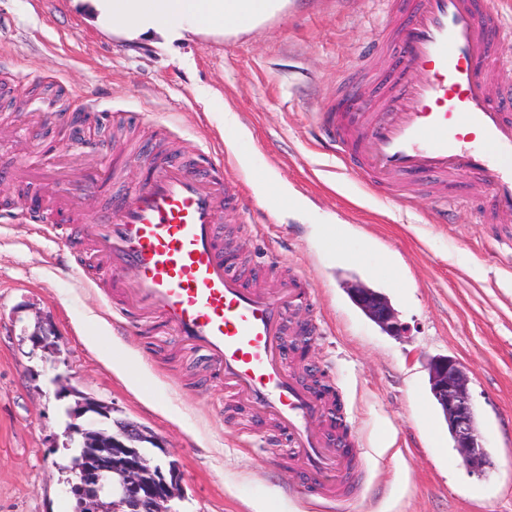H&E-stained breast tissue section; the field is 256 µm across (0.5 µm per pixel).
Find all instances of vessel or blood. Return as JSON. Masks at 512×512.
<instances>
[{
  "label": "vessel or blood",
  "mask_w": 512,
  "mask_h": 512,
  "mask_svg": "<svg viewBox=\"0 0 512 512\" xmlns=\"http://www.w3.org/2000/svg\"><path fill=\"white\" fill-rule=\"evenodd\" d=\"M392 42L381 49L415 70L416 80L387 83L364 103L357 127L345 107L320 116L337 158L349 159L365 185L420 174L440 180L467 172L489 185L492 210H512V68L493 43L506 33L496 0H392ZM129 201L103 221L77 204L85 190L121 178L118 167L90 173L83 188L52 192L57 209L36 222L83 224L95 237L112 281L133 269V303L160 316L179 338L209 358L227 392L245 397L287 434L310 486L347 466L312 423L322 400L283 367L282 324L300 286L252 288L230 274L220 236L232 183L219 168L181 162L172 151L149 163Z\"/></svg>",
  "instance_id": "obj_1"
}]
</instances>
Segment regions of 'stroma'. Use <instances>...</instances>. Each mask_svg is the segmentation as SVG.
Masks as SVG:
<instances>
[{
	"mask_svg": "<svg viewBox=\"0 0 512 512\" xmlns=\"http://www.w3.org/2000/svg\"><path fill=\"white\" fill-rule=\"evenodd\" d=\"M388 0H289L236 37L198 35L165 49L100 31L69 0H0V199L29 188L24 212L0 222V512H74L66 492V386L160 436L179 466L174 512H330L326 496L292 488L299 469L287 440L224 384L201 352L136 311L125 287L99 276L85 228L73 241L29 221L51 182H75L106 163L122 185L84 199L104 219L140 185L138 154L176 140L183 160L212 152L236 179L225 212L236 271L273 290L307 282L301 315L314 324L306 357L285 353L295 379L313 366L336 388L356 445L359 489L349 512H512V213L490 214L479 176L426 177L368 189L328 147L319 114L339 90L376 99L393 55L372 50L389 34ZM238 116L224 125L225 110ZM303 201L288 212L284 197ZM449 204L447 223L435 214ZM366 241L369 264L337 256L323 227ZM382 293L402 330L370 320L349 294ZM47 333L49 348L33 344ZM109 336L110 352L94 344ZM439 357L469 371V392L489 463L466 468L432 396ZM128 371H113V361ZM60 377L54 385L52 377ZM144 378L146 392L132 378Z\"/></svg>",
	"mask_w": 512,
	"mask_h": 512,
	"instance_id": "1",
	"label": "stroma"
}]
</instances>
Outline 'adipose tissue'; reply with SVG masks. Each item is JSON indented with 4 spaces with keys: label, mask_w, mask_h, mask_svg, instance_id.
I'll list each match as a JSON object with an SVG mask.
<instances>
[{
    "label": "adipose tissue",
    "mask_w": 512,
    "mask_h": 512,
    "mask_svg": "<svg viewBox=\"0 0 512 512\" xmlns=\"http://www.w3.org/2000/svg\"><path fill=\"white\" fill-rule=\"evenodd\" d=\"M289 0H73L104 31L127 41L157 38L173 45L188 34L247 33L282 11Z\"/></svg>",
    "instance_id": "adipose-tissue-1"
}]
</instances>
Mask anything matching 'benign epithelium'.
Returning <instances> with one entry per match:
<instances>
[{
  "mask_svg": "<svg viewBox=\"0 0 512 512\" xmlns=\"http://www.w3.org/2000/svg\"><path fill=\"white\" fill-rule=\"evenodd\" d=\"M353 299L378 325L389 331L399 330L394 312L381 294L362 288ZM430 373L433 395L447 419L462 462L473 472L482 471L488 464V453L480 441L464 366L445 357L435 360ZM99 410L101 405L84 400L71 411L70 434L87 449L69 488L81 499L80 512H103L101 478L115 471L121 476L118 504L112 506L115 512H173L170 502L175 498L177 465L146 454V445L161 450L163 441L137 423L112 426L104 422L98 428L77 423L85 414Z\"/></svg>",
  "mask_w": 512,
  "mask_h": 512,
  "instance_id": "7a95c632",
  "label": "benign epithelium"
}]
</instances>
